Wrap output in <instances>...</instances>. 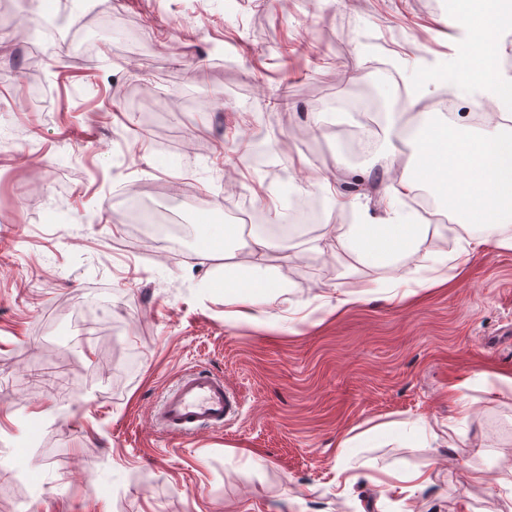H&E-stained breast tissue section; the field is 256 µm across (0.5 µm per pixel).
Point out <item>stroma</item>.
Segmentation results:
<instances>
[{
	"mask_svg": "<svg viewBox=\"0 0 512 512\" xmlns=\"http://www.w3.org/2000/svg\"><path fill=\"white\" fill-rule=\"evenodd\" d=\"M140 15L139 42L99 48L95 85L60 83L74 44L46 57L43 96L19 75L41 22L93 6ZM430 0H27L0 54V512H512V225L448 233L459 267L425 252L396 269L312 250L272 252L279 289L225 287L223 249L204 258L136 240L125 196L190 224L280 219L266 185L320 196L328 224L386 215L385 155L422 105L472 88L450 81L467 47ZM288 42L280 61L265 36ZM393 66L397 80L384 68ZM362 80H355V73ZM383 111L336 107L362 85ZM191 89L193 109L177 100ZM166 110L162 151L133 108ZM80 112H59L61 99ZM368 128L371 150L346 131ZM258 129L282 174L243 165ZM342 192L356 206L333 205ZM356 305L335 313L337 298ZM245 310L246 318L231 319ZM207 370L242 403L223 428L161 429L163 395ZM96 466L86 480V463ZM425 471L418 485L411 476Z\"/></svg>",
	"mask_w": 512,
	"mask_h": 512,
	"instance_id": "35a3bbf8",
	"label": "stroma"
}]
</instances>
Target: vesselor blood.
<instances>
[{"instance_id":"obj_1","label":"vessel or blood","mask_w":512,"mask_h":512,"mask_svg":"<svg viewBox=\"0 0 512 512\" xmlns=\"http://www.w3.org/2000/svg\"><path fill=\"white\" fill-rule=\"evenodd\" d=\"M238 411L239 403L222 379L190 369L164 397L157 420L167 431L190 434L204 427L222 428Z\"/></svg>"}]
</instances>
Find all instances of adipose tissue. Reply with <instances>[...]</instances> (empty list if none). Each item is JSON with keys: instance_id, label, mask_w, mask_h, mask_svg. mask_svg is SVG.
I'll use <instances>...</instances> for the list:
<instances>
[{"instance_id": "1", "label": "adipose tissue", "mask_w": 512, "mask_h": 512, "mask_svg": "<svg viewBox=\"0 0 512 512\" xmlns=\"http://www.w3.org/2000/svg\"><path fill=\"white\" fill-rule=\"evenodd\" d=\"M500 30L499 16L487 11L483 30L467 33L468 52L455 72L456 79L479 86L494 105V112L485 116L490 133L470 135L421 113L414 160L418 172L401 174L396 182L403 197L412 196L424 180L443 184L442 204L455 214L457 223L490 228L512 223V135L499 132L504 123L512 122V82L499 77ZM446 231V225L419 224L410 216L393 212L388 221L361 224L341 234L335 225H324L312 247L391 268L399 256L420 251L429 242L444 238Z\"/></svg>"}]
</instances>
